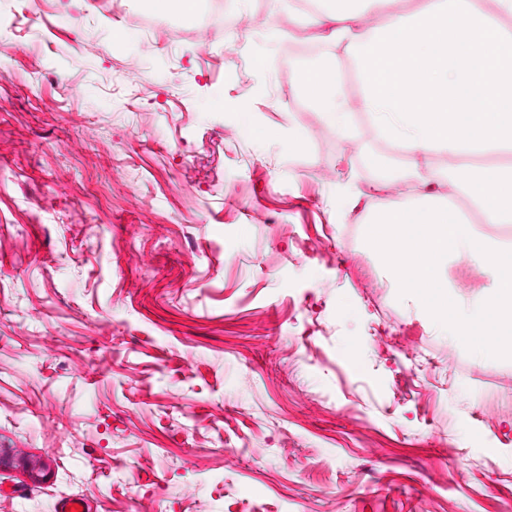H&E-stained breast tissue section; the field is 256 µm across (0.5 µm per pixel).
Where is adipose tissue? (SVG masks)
Returning a JSON list of instances; mask_svg holds the SVG:
<instances>
[{
	"instance_id": "obj_1",
	"label": "adipose tissue",
	"mask_w": 512,
	"mask_h": 512,
	"mask_svg": "<svg viewBox=\"0 0 512 512\" xmlns=\"http://www.w3.org/2000/svg\"><path fill=\"white\" fill-rule=\"evenodd\" d=\"M386 0H312L308 27L349 55L358 98L385 141L408 154L388 180L428 185L434 178L421 154L444 151L460 161L461 186L485 223L512 222V166L490 157L512 151V0H422L409 13L370 24ZM338 58L295 73L325 125L350 126L351 104L341 89Z\"/></svg>"
}]
</instances>
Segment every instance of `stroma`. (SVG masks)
<instances>
[{
	"label": "stroma",
	"instance_id": "35a3bbf8",
	"mask_svg": "<svg viewBox=\"0 0 512 512\" xmlns=\"http://www.w3.org/2000/svg\"><path fill=\"white\" fill-rule=\"evenodd\" d=\"M22 8L0 0V512H512V359L400 296L365 238L410 193L368 159L404 153L365 112L322 128L280 62L335 54L352 97L344 50L274 0ZM428 163L424 195L512 244ZM445 278L494 287L467 258ZM148 8L155 15L166 17L178 13L185 17H193L200 8L199 0H146Z\"/></svg>",
	"mask_w": 512,
	"mask_h": 512
}]
</instances>
